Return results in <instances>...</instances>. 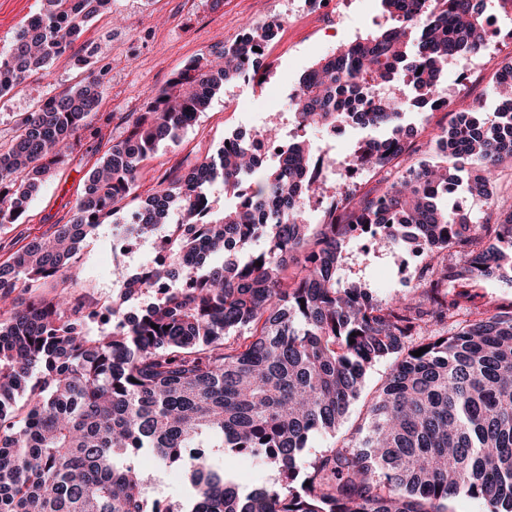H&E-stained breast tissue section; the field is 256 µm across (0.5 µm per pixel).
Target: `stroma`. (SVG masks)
<instances>
[{
  "instance_id": "stroma-1",
  "label": "stroma",
  "mask_w": 512,
  "mask_h": 512,
  "mask_svg": "<svg viewBox=\"0 0 512 512\" xmlns=\"http://www.w3.org/2000/svg\"><path fill=\"white\" fill-rule=\"evenodd\" d=\"M121 25L111 14L93 20L83 36L97 48L95 69L104 70L98 118L81 133V145L33 198L25 223L0 227V262L41 237L51 225L65 223L83 196L87 178L109 141L126 134L131 113L142 111L149 96L165 86L171 75L214 42H233L249 26L264 25L278 16L284 26L276 42L264 51L268 77L263 85L232 81L212 98L209 109L185 129L177 144L160 147L146 161L137 178L135 194H151L165 171H188L219 148L238 130L261 128L268 115L288 119V96L301 74L319 58L341 45L378 29L385 18L380 0H328L323 13L305 11L301 0H113ZM87 70L69 56L53 61L44 73L32 76L0 100V141L11 138L19 115L42 100L81 84ZM492 75L460 82L456 69L444 81L456 86L462 105L482 100L484 118H493L497 102L490 96ZM112 227L100 225L81 251L83 272L74 289L84 300L97 303L116 292L112 280L110 240ZM407 253L364 255L359 244L346 252L345 272L364 276L381 300L412 294L415 280ZM390 361L371 366L360 399L355 401L336 431L316 436L304 449L303 459L320 455L340 438L351 436L366 416V402L385 381Z\"/></svg>"
}]
</instances>
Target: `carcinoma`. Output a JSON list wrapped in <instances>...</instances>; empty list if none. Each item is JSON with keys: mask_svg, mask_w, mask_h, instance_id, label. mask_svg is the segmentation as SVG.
<instances>
[{"mask_svg": "<svg viewBox=\"0 0 512 512\" xmlns=\"http://www.w3.org/2000/svg\"><path fill=\"white\" fill-rule=\"evenodd\" d=\"M381 5L392 24L310 66L289 114L305 129L387 128L344 158L386 170L384 187L348 191L341 208L310 224L305 201L326 181L309 168L328 151L300 137L261 165L235 134L233 145L164 175L140 201L132 231L149 239L167 227L163 261L145 274L112 269L124 288L110 320L74 332L91 308L71 291L83 242L101 224L125 231L142 164L248 73L253 48L264 47L219 41L130 116L71 218L0 264V302H16L0 320V512H445L457 496L512 512V309L475 313L462 304L465 293L451 292L512 269V206L491 198L499 169L512 166V97L503 95L512 57L492 83L496 120L455 111L433 157L416 160L412 130L384 84L399 68L412 74L417 98L435 93L448 61L483 46L485 15L479 0ZM110 11L112 0H41L0 53V98L69 52L90 68L96 48L76 42ZM99 87L92 76L48 97L0 142V226L20 223L64 162L62 147L80 145ZM359 94L370 110L340 111V98ZM263 133L284 144L277 117ZM217 184L230 199L221 207L211 194ZM448 185L486 206L482 223L437 194ZM396 214L403 222L387 224ZM180 222L197 225L196 234H181ZM359 224L383 225L374 253L421 240L418 301L383 302L363 280L342 276ZM381 360L392 369L358 441L305 463L302 450L336 430ZM208 448L227 461H271L279 477L242 496ZM142 454L183 475V501L155 497Z\"/></svg>", "mask_w": 512, "mask_h": 512, "instance_id": "cac0c4a2", "label": "carcinoma"}]
</instances>
